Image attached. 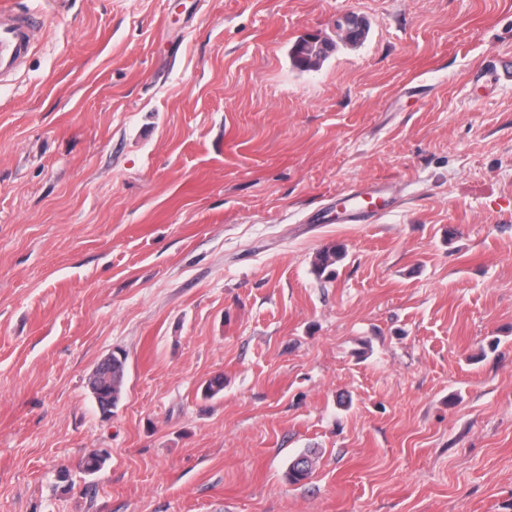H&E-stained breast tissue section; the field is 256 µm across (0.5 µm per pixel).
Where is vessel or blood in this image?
<instances>
[{"label": "vessel or blood", "instance_id": "1", "mask_svg": "<svg viewBox=\"0 0 512 512\" xmlns=\"http://www.w3.org/2000/svg\"><path fill=\"white\" fill-rule=\"evenodd\" d=\"M41 15L18 13L10 0H0V79L16 74L34 50V30L44 23ZM385 192L383 181L371 179L337 195L336 206L345 224H369L382 209L377 202Z\"/></svg>", "mask_w": 512, "mask_h": 512}]
</instances>
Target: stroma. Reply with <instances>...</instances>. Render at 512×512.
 Listing matches in <instances>:
<instances>
[{"label": "stroma", "mask_w": 512, "mask_h": 512, "mask_svg": "<svg viewBox=\"0 0 512 512\" xmlns=\"http://www.w3.org/2000/svg\"><path fill=\"white\" fill-rule=\"evenodd\" d=\"M14 2L0 512H512V0ZM364 179L387 213L328 218ZM45 15L19 14L10 0L0 2V79L16 74L34 50V30ZM344 257L343 250L336 245L326 246L317 252L315 260L313 261V272L322 277L323 274H332L333 267L336 263L341 261ZM112 364V377L101 375ZM94 380L89 379L88 385L91 394L95 393L98 399V408L104 416L112 414L117 408L123 396V387L126 377V357L122 352L113 351L112 354L104 357L91 373ZM93 390V392L91 391ZM315 450H307L293 459L288 468V479L297 484L306 480L315 465Z\"/></svg>", "instance_id": "stroma-1"}]
</instances>
